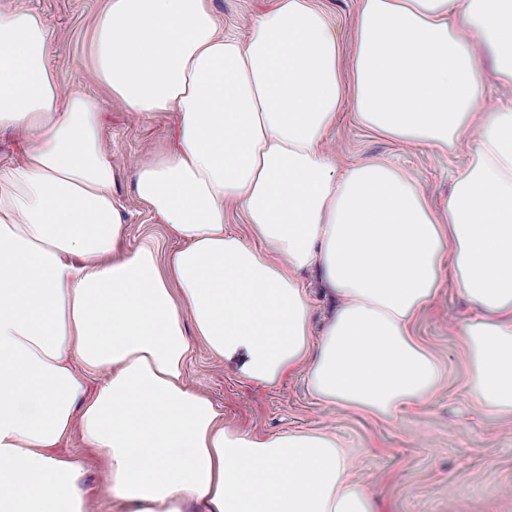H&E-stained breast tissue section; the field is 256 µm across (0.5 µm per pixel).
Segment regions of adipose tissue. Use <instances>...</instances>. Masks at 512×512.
Here are the masks:
<instances>
[{"mask_svg":"<svg viewBox=\"0 0 512 512\" xmlns=\"http://www.w3.org/2000/svg\"><path fill=\"white\" fill-rule=\"evenodd\" d=\"M52 32L0 10V512H92L72 433L121 512H380L335 437L245 435L185 379L195 348L266 387L388 418L440 368L411 328L449 276L477 310L468 387L512 413V100L479 109L491 52L512 91V0H359L342 39L315 0H274L246 38L211 0H106L91 40L106 98L63 94ZM173 112V151L129 170L179 246L127 251L103 100ZM402 144L464 153L446 198L389 163L343 165L339 113ZM240 206L253 242L224 226ZM335 305L312 339L300 278ZM102 376L89 390L90 376Z\"/></svg>","mask_w":512,"mask_h":512,"instance_id":"ef3b65f1","label":"adipose tissue"}]
</instances>
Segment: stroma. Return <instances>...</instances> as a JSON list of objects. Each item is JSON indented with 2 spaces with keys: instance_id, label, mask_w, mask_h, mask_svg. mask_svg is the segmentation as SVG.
I'll list each match as a JSON object with an SVG mask.
<instances>
[{
  "instance_id": "1",
  "label": "stroma",
  "mask_w": 512,
  "mask_h": 512,
  "mask_svg": "<svg viewBox=\"0 0 512 512\" xmlns=\"http://www.w3.org/2000/svg\"><path fill=\"white\" fill-rule=\"evenodd\" d=\"M43 14L54 33L51 65L63 91L98 94L90 55L92 31L105 0H24ZM271 0H212L224 33L245 37L243 19L256 17ZM174 113L134 117L104 104L100 122L112 156L128 164L164 154ZM335 157L349 164L380 159L426 188L433 200L448 192L450 174L461 157L437 156L425 146H406L360 127L341 113L330 134ZM115 193L126 208V244L154 240L161 253L175 249L164 225L152 220L135 197L130 178ZM472 311L458 288L444 282L417 320L413 333L437 360L441 377L429 398L384 419L316 400L301 377L266 388L246 380L239 361L224 362L207 351L194 352L186 381L201 388L223 411L225 426L250 434L293 429L336 437L380 495L381 512H512V415L484 411L467 386L469 364L461 336Z\"/></svg>"
}]
</instances>
